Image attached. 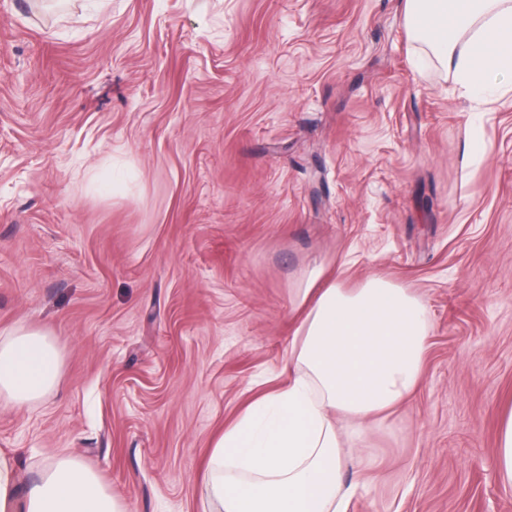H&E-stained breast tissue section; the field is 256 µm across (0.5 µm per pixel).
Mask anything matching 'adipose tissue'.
Segmentation results:
<instances>
[{"label": "adipose tissue", "instance_id": "ef3b65f1", "mask_svg": "<svg viewBox=\"0 0 512 512\" xmlns=\"http://www.w3.org/2000/svg\"><path fill=\"white\" fill-rule=\"evenodd\" d=\"M412 36L468 92L512 75V0H405ZM283 360L285 376L253 398L211 452L210 502L222 512H347L348 470L372 463L351 446L418 389L429 342L421 300L377 276L354 288L313 266ZM62 359L48 330L0 333V403H39L58 384ZM0 512H122L79 460L45 461L21 483L14 452L0 451Z\"/></svg>", "mask_w": 512, "mask_h": 512}]
</instances>
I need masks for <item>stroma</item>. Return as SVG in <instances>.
<instances>
[{
    "mask_svg": "<svg viewBox=\"0 0 512 512\" xmlns=\"http://www.w3.org/2000/svg\"><path fill=\"white\" fill-rule=\"evenodd\" d=\"M0 0V331L58 387L0 406L124 512H202L216 436L278 385L310 267L419 296L423 379L363 443L349 512H512V92L474 102L404 0ZM77 15L69 23L63 12ZM0 403H39L58 384L62 359L48 330L19 324L0 333ZM490 468L503 489L512 490V405L504 411L498 437V448Z\"/></svg>",
    "mask_w": 512,
    "mask_h": 512,
    "instance_id": "35a3bbf8",
    "label": "stroma"
}]
</instances>
